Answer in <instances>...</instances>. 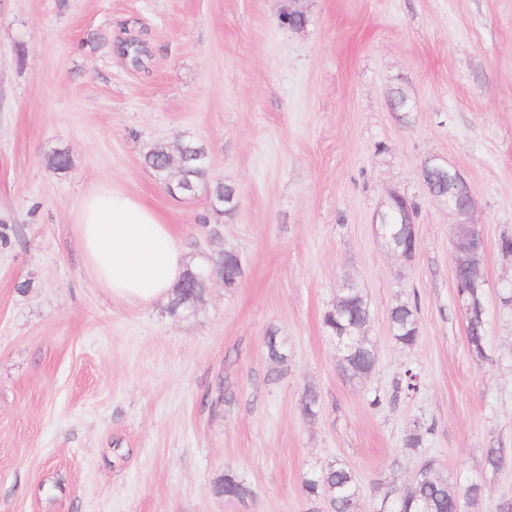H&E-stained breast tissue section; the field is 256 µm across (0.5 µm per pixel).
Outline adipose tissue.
<instances>
[{
	"label": "adipose tissue",
	"mask_w": 512,
	"mask_h": 512,
	"mask_svg": "<svg viewBox=\"0 0 512 512\" xmlns=\"http://www.w3.org/2000/svg\"><path fill=\"white\" fill-rule=\"evenodd\" d=\"M72 226L87 276L112 299L151 306L169 297L187 269L167 219L116 184L86 192Z\"/></svg>",
	"instance_id": "obj_1"
}]
</instances>
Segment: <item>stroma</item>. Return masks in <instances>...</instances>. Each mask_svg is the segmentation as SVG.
<instances>
[{
	"label": "stroma",
	"instance_id": "1",
	"mask_svg": "<svg viewBox=\"0 0 512 512\" xmlns=\"http://www.w3.org/2000/svg\"><path fill=\"white\" fill-rule=\"evenodd\" d=\"M287 5L0 0V512H324L302 479L336 461L359 479L358 512H387L427 459L485 482L471 512L512 497V459L493 473L483 458L512 456V0H298L301 28L282 23ZM180 138L207 152L189 197L144 162ZM58 151L68 170L49 166ZM430 161L474 193L482 360L457 302L458 217L429 192ZM104 182L149 201L190 257L236 252L237 286L212 279L179 316L112 300L71 229ZM217 182L235 189L232 212L212 213ZM394 194L416 206L409 261L378 231ZM350 284L371 308L365 377L342 373L323 326ZM399 301L417 307L411 347L392 335ZM415 421L432 431L412 450ZM228 470L250 496L217 493Z\"/></svg>",
	"mask_w": 512,
	"mask_h": 512
}]
</instances>
